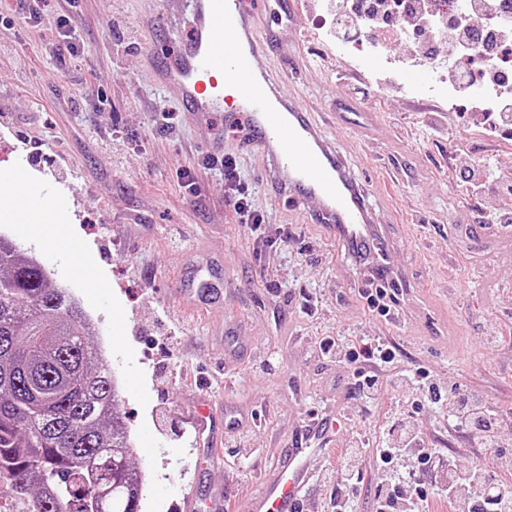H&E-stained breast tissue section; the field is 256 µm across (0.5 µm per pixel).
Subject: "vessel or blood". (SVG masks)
<instances>
[{
    "label": "vessel or blood",
    "mask_w": 512,
    "mask_h": 512,
    "mask_svg": "<svg viewBox=\"0 0 512 512\" xmlns=\"http://www.w3.org/2000/svg\"><path fill=\"white\" fill-rule=\"evenodd\" d=\"M299 0H172L190 11L189 36L174 46L166 62L147 54L146 64L165 94L180 101L199 124L217 118L234 125L232 144L206 142L212 156L226 151L262 157L261 182L293 210L316 202L313 220L343 244L360 277L394 280L387 263L396 241L388 225L376 223L368 201L367 178L336 150L301 95H287L272 68L256 61L272 47L289 58L279 40L280 24H292ZM326 429L311 431L250 498L246 512H296L309 484L308 461L322 454Z\"/></svg>",
    "instance_id": "b4317fda"
}]
</instances>
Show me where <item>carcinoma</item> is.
I'll return each instance as SVG.
<instances>
[{
	"label": "carcinoma",
	"mask_w": 512,
	"mask_h": 512,
	"mask_svg": "<svg viewBox=\"0 0 512 512\" xmlns=\"http://www.w3.org/2000/svg\"><path fill=\"white\" fill-rule=\"evenodd\" d=\"M78 300L0 237V467L30 512H139L120 392Z\"/></svg>",
	"instance_id": "carcinoma-1"
}]
</instances>
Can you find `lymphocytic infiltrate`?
Returning <instances> with one entry per match:
<instances>
[{
  "instance_id": "1",
  "label": "lymphocytic infiltrate",
  "mask_w": 512,
  "mask_h": 512,
  "mask_svg": "<svg viewBox=\"0 0 512 512\" xmlns=\"http://www.w3.org/2000/svg\"><path fill=\"white\" fill-rule=\"evenodd\" d=\"M433 8L432 0H414L412 7H405L403 0H336V13L346 18L348 27L371 35L380 41L391 40L400 33L402 23L411 27H425L426 19ZM489 0H477L472 12L452 24L436 27L433 36L438 40L453 42L463 53L474 51L472 34L476 23L482 22L485 13L490 12ZM209 167H220L224 171V198L232 205L241 224L252 234L262 235L264 217L255 210L240 180L235 155L227 154L217 160H209ZM354 366V397L358 400H375L386 387L406 386L404 375L390 373L389 368L396 358L393 344L379 339H360L346 354ZM447 401L449 417L453 427L469 437L481 448H499L501 433L512 421V409L497 407L486 402L476 389L453 386L440 389L431 384L422 387L415 399L417 408ZM383 419L397 434L393 447L375 449L378 461L377 475L379 491L375 496V512H426L428 493L423 482L431 477L441 498L451 501L455 488L462 479L452 457L431 448L428 439L415 424L401 417L396 409L389 408ZM365 451L361 438H352L348 448L341 455L335 471L323 474L324 481H337L345 491L336 499V512H348V504L355 489L353 478L360 458ZM416 456L422 465L421 472L401 476L393 467L395 459ZM495 472H478L471 481L475 492L470 499L473 512H512V487H502L493 493H485L487 484L495 481Z\"/></svg>"
}]
</instances>
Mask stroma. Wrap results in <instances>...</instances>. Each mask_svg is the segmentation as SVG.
<instances>
[{"label":"stroma","instance_id":"obj_1","mask_svg":"<svg viewBox=\"0 0 512 512\" xmlns=\"http://www.w3.org/2000/svg\"><path fill=\"white\" fill-rule=\"evenodd\" d=\"M327 8L328 0H306L293 27L306 62L288 71L282 91L306 96L350 164L395 181L392 197L372 201L380 223L413 231L388 255L396 273L389 319L368 311L344 246L261 185L258 157L240 156L239 165L276 238L270 247L239 224L220 173L200 167L203 144L224 135L223 124L197 125L143 69L144 55L188 35V15L165 0H80L66 14L78 37L67 51L49 23L28 20L24 0H0L12 19L0 24V171L30 158V183L60 198L67 214L35 228L0 223V235L32 249L97 322L94 343L109 354L147 476L141 512H184L189 496L204 510L218 492L228 512H242L313 418L335 423V448L354 432L375 448L392 445L376 403L350 398V366L320 353L324 338L343 350L360 336L382 338L396 346L400 368L424 367L444 385L512 406V241L471 231L489 212L512 213V195L501 190L512 148L443 99L436 111L414 110L413 94L394 78L415 54L405 39L388 41L389 64L338 81L337 72L371 56L332 37ZM158 112L170 114L168 129L154 127ZM469 159L484 167L477 191L456 177ZM181 170L200 194L184 187ZM60 240L86 244L81 273L57 254ZM209 259L206 277L222 305L186 313L184 291ZM101 280L110 286L103 296ZM492 330L494 350L481 344ZM202 399L218 434L237 419L249 433L243 448L217 443L214 467L196 439ZM418 426L460 467L488 458L449 427L447 407L426 408Z\"/></svg>","mask_w":512,"mask_h":512}]
</instances>
